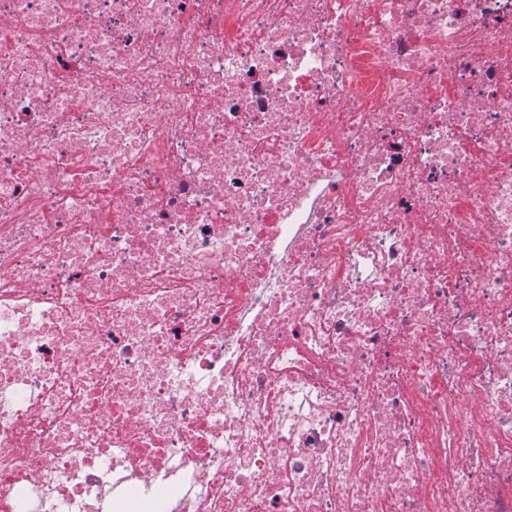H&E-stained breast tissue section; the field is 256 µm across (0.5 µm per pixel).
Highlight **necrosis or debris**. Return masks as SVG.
Masks as SVG:
<instances>
[{
  "label": "necrosis or debris",
  "mask_w": 512,
  "mask_h": 512,
  "mask_svg": "<svg viewBox=\"0 0 512 512\" xmlns=\"http://www.w3.org/2000/svg\"><path fill=\"white\" fill-rule=\"evenodd\" d=\"M0 512H512V0H0Z\"/></svg>",
  "instance_id": "necrosis-or-debris-1"
}]
</instances>
